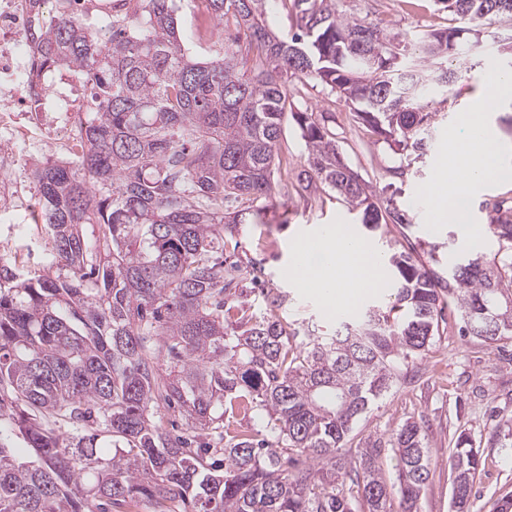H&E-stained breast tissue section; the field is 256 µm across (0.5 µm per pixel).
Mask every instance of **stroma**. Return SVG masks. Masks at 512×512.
Returning <instances> with one entry per match:
<instances>
[{
    "mask_svg": "<svg viewBox=\"0 0 512 512\" xmlns=\"http://www.w3.org/2000/svg\"><path fill=\"white\" fill-rule=\"evenodd\" d=\"M345 14L376 23L401 34L408 52L418 48L420 35L433 30L458 27L453 14L435 0H339ZM474 67L451 89L435 88L429 109L435 114L436 136L427 155L411 159L392 141L357 120L353 107L339 94L310 79L288 81L292 111L317 112L336 135V146L345 162L367 183L380 200H394L409 224L405 230L371 235L363 228L357 212L351 211L337 193L323 189L310 198L295 192L297 177L307 167V150L295 121L285 125L275 160L274 188L263 203L261 220L240 225L234 236L224 240V256L239 264L241 303L254 313L266 309L263 296L250 292L247 266L260 261L265 266L268 289L288 294L282 316L301 329L334 333L339 318L328 317L321 298L298 287L289 275L296 241L312 237L324 228L340 224L363 238L374 252L390 254L415 247L419 255L435 253L440 268L480 253L493 257L495 239L486 231L488 217L479 201H512V178L497 180L477 189L471 196V225L480 227L472 239L455 224H433L423 200L448 143L462 136V117L476 111L489 95L492 83L480 55ZM51 245L32 221L16 223L14 216L0 215V253L23 261L28 269H40L51 261ZM460 315L454 302H447L440 334L421 355L401 363L392 386L360 416L342 451L356 456L366 443L382 442L376 465L389 490L397 488L395 460L385 443L405 422H417L429 448L431 476L420 500L421 512H450L454 471L453 450L460 435H468L482 451L481 467L474 479L472 499L481 512H489L494 500L512 494V449L500 447L496 432L512 425V342L489 344L460 334Z\"/></svg>",
    "mask_w": 512,
    "mask_h": 512,
    "instance_id": "35a3bbf8",
    "label": "stroma"
}]
</instances>
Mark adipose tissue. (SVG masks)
Returning a JSON list of instances; mask_svg holds the SVG:
<instances>
[{
    "mask_svg": "<svg viewBox=\"0 0 512 512\" xmlns=\"http://www.w3.org/2000/svg\"><path fill=\"white\" fill-rule=\"evenodd\" d=\"M497 84L498 97L482 100L479 112L469 116L480 132L479 139L452 140L427 188L428 198L437 206L438 220L451 224L468 221L467 210L457 200L458 189L448 181L450 169H463L466 185L471 189L504 171L502 157L507 148L496 129L486 122L485 115L502 102L512 100V77L498 78ZM303 245L316 248L327 261L320 266L301 263L294 267L293 273L306 287L316 290L331 311L353 310L363 298L383 287L385 276L377 257L361 239L343 227L304 238Z\"/></svg>",
    "mask_w": 512,
    "mask_h": 512,
    "instance_id": "adipose-tissue-1",
    "label": "adipose tissue"
}]
</instances>
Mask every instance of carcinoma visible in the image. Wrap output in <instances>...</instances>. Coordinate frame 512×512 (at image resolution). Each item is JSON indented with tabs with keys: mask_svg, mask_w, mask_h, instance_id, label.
<instances>
[{
	"mask_svg": "<svg viewBox=\"0 0 512 512\" xmlns=\"http://www.w3.org/2000/svg\"><path fill=\"white\" fill-rule=\"evenodd\" d=\"M292 2L290 38L266 21L268 0H207L211 17L246 32L245 51L201 60L184 46L174 0H112L90 20L54 0L34 39L40 67L85 73L101 106L79 122L78 167L32 171L53 241L50 267L0 262V512H391L377 448L358 465L339 453L354 422L392 382L398 361L439 335L441 300L456 301L462 332L512 339V206L495 202L498 249L448 277L411 248L388 258L386 305L333 336L292 345L267 295L260 317L236 304L224 276V237L258 214L230 204L270 197L288 117V79H313L357 104L356 116L422 156L432 138L428 94L464 77L448 58L480 47L468 34L512 20V0H437L462 26L421 37V56L336 0ZM375 60L370 68L361 54ZM307 150L303 192L328 187L374 231L408 219L341 158L314 112H295ZM97 225L85 236L84 225ZM56 267L67 272L53 274ZM233 325L227 330L224 324ZM167 369L160 368L159 357ZM173 410L187 429L162 427ZM262 412L271 438L235 424ZM21 435L32 457L11 447ZM108 442L112 457L102 446ZM402 512H420L429 450L411 421L392 433ZM480 449L459 437L453 512H473Z\"/></svg>",
	"mask_w": 512,
	"mask_h": 512,
	"instance_id": "carcinoma-1",
	"label": "carcinoma"
}]
</instances>
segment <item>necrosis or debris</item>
<instances>
[{"label":"necrosis or debris","mask_w":512,"mask_h":512,"mask_svg":"<svg viewBox=\"0 0 512 512\" xmlns=\"http://www.w3.org/2000/svg\"><path fill=\"white\" fill-rule=\"evenodd\" d=\"M28 0H0V138L8 145L0 149V211L17 209L13 199L12 174L20 162L16 142L28 135L18 115L40 107L63 119L96 109L93 96L55 93L35 85L31 79L34 58L28 32Z\"/></svg>","instance_id":"1"}]
</instances>
